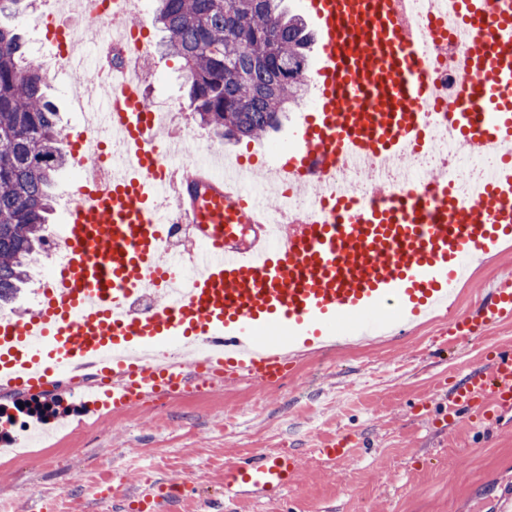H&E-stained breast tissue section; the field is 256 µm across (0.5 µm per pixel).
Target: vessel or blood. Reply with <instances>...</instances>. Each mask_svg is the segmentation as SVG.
<instances>
[{
  "label": "vessel or blood",
  "instance_id": "vessel-or-blood-1",
  "mask_svg": "<svg viewBox=\"0 0 512 512\" xmlns=\"http://www.w3.org/2000/svg\"><path fill=\"white\" fill-rule=\"evenodd\" d=\"M480 36L466 64L473 76L460 104L442 113L464 151L512 143V0H464ZM317 34L313 74L316 111L295 133L289 174L323 178L330 155L358 163L391 160L424 121L435 91L409 63L413 40L401 15L413 0H303ZM125 111L94 92L82 104L96 112L109 138L108 162L96 165L75 194L60 236L65 252L42 305L28 317L0 320V383L44 391L58 364L99 360L106 346H152L168 336L204 340L214 349L201 361L147 364L99 360L112 376V410L145 399L205 394L249 380L261 386L288 377V347L327 338L329 326L359 322L376 310L410 323L447 306L463 257L496 252L512 238V158L504 159L468 206L452 201L435 180L430 197L394 207L346 203L340 216L314 210L302 224L271 228L268 204L241 195L237 169L213 176L159 159L162 129L145 110L140 85L124 84ZM177 206L164 208L166 194ZM171 223L187 225L200 274L178 302L168 298L177 258L162 244ZM156 287L153 311L135 308V292ZM512 321V276L499 279L473 310L451 316L448 341L481 336ZM465 418L500 419L512 411V351L500 350L490 369L473 370L454 391ZM296 462L256 452L225 467L224 486L253 487L282 500Z\"/></svg>",
  "mask_w": 512,
  "mask_h": 512
}]
</instances>
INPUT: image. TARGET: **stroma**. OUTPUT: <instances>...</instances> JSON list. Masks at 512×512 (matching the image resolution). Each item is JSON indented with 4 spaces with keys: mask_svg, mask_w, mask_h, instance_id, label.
<instances>
[{
    "mask_svg": "<svg viewBox=\"0 0 512 512\" xmlns=\"http://www.w3.org/2000/svg\"><path fill=\"white\" fill-rule=\"evenodd\" d=\"M143 75L146 95L170 98L180 122L224 157L269 163L271 145H294L300 111L263 139L227 144L193 115L179 59L159 49ZM474 266L479 274L456 313L512 272V252ZM447 335V320L415 321L370 341L296 347L288 352L286 385L241 381L201 397L164 399L153 410L112 413L97 382H56L27 399L0 393L6 438L42 426L59 436L29 457L0 455V512H123L132 492L169 482L190 488L180 512H208V501L224 495L226 463L257 451L294 457V512H490L512 490V421L471 425L446 409L472 369L512 346V324L444 350ZM339 435L349 439V459L318 455Z\"/></svg>",
    "mask_w": 512,
    "mask_h": 512,
    "instance_id": "1",
    "label": "stroma"
}]
</instances>
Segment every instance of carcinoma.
Returning a JSON list of instances; mask_svg holds the SVG:
<instances>
[{
  "instance_id": "obj_1",
  "label": "carcinoma",
  "mask_w": 512,
  "mask_h": 512,
  "mask_svg": "<svg viewBox=\"0 0 512 512\" xmlns=\"http://www.w3.org/2000/svg\"><path fill=\"white\" fill-rule=\"evenodd\" d=\"M154 2L152 22L182 61L193 112L215 134L260 139L306 94L310 39L282 0ZM68 163L43 64L0 25V310L45 252L54 177Z\"/></svg>"
}]
</instances>
